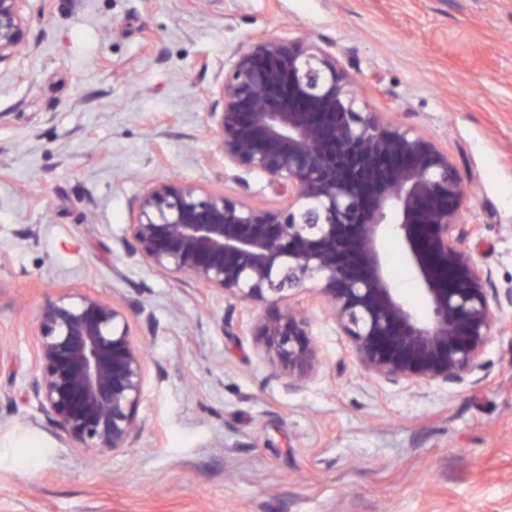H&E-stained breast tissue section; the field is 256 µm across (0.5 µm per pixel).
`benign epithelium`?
Returning <instances> with one entry per match:
<instances>
[{
    "label": "benign epithelium",
    "mask_w": 512,
    "mask_h": 512,
    "mask_svg": "<svg viewBox=\"0 0 512 512\" xmlns=\"http://www.w3.org/2000/svg\"><path fill=\"white\" fill-rule=\"evenodd\" d=\"M27 0H0V62L22 43ZM213 113L224 161L261 173L280 206L259 209L195 183L158 180L139 197L128 247L156 269L251 304L317 289L371 377L457 383L500 329L489 272L463 246L454 163L431 138L358 109L356 81L330 52L266 33L224 71ZM394 237L425 316L394 287L382 242ZM291 383L315 370L305 313L255 325ZM32 389L80 449L127 448L147 372L124 312L91 293L59 294L34 329Z\"/></svg>",
    "instance_id": "1"
}]
</instances>
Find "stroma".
I'll return each instance as SVG.
<instances>
[{
	"instance_id": "1",
	"label": "stroma",
	"mask_w": 512,
	"mask_h": 512,
	"mask_svg": "<svg viewBox=\"0 0 512 512\" xmlns=\"http://www.w3.org/2000/svg\"><path fill=\"white\" fill-rule=\"evenodd\" d=\"M0 63V512H512V304L463 384L369 377L310 290L318 366L264 351L265 306L204 296L127 247L176 177L269 208L225 165L224 70L259 31L336 55L358 107L433 138L465 188V245L512 289V0H27ZM111 299L146 349L130 447L90 455L39 409L32 333L60 292Z\"/></svg>"
}]
</instances>
